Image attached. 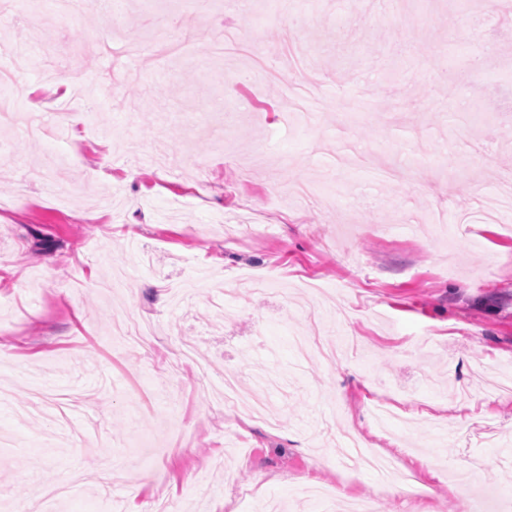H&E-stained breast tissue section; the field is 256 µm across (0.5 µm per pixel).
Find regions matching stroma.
Masks as SVG:
<instances>
[{
    "mask_svg": "<svg viewBox=\"0 0 512 512\" xmlns=\"http://www.w3.org/2000/svg\"><path fill=\"white\" fill-rule=\"evenodd\" d=\"M483 8L122 0L133 56L94 9L0 16L17 113L52 112L46 61L86 82L69 141L0 115V512L75 473L63 512H512V12ZM350 431L429 501L341 463Z\"/></svg>",
    "mask_w": 512,
    "mask_h": 512,
    "instance_id": "obj_1",
    "label": "stroma"
}]
</instances>
